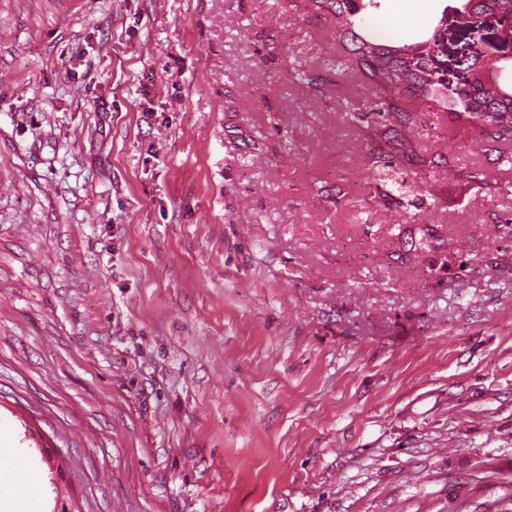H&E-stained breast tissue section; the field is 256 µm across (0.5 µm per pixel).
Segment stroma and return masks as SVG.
I'll return each instance as SVG.
<instances>
[{"instance_id":"1","label":"stroma","mask_w":512,"mask_h":512,"mask_svg":"<svg viewBox=\"0 0 512 512\" xmlns=\"http://www.w3.org/2000/svg\"><path fill=\"white\" fill-rule=\"evenodd\" d=\"M337 53L290 0H0V512H512V142L420 113L433 197L377 204Z\"/></svg>"}]
</instances>
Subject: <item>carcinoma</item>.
Listing matches in <instances>:
<instances>
[{
  "label": "carcinoma",
  "mask_w": 512,
  "mask_h": 512,
  "mask_svg": "<svg viewBox=\"0 0 512 512\" xmlns=\"http://www.w3.org/2000/svg\"><path fill=\"white\" fill-rule=\"evenodd\" d=\"M303 8L326 11L336 18V37L345 50L339 69L351 70L365 83L379 90L370 111L379 118L367 134V170L383 175L397 158H407L427 171L435 158L417 150L414 140L403 133L413 123L417 105L426 112H439L454 125L480 128L483 141L512 140V91L491 81L488 74L501 70L500 60L472 55L460 63L464 80L446 82L447 68L436 60L443 45L444 21L449 6H444L438 24L408 35L402 45L386 43L374 29L355 28L353 18L363 11L377 13L382 0H303ZM493 15L504 34L512 37V0H459L455 25L462 30L482 27Z\"/></svg>",
  "instance_id": "obj_1"
}]
</instances>
